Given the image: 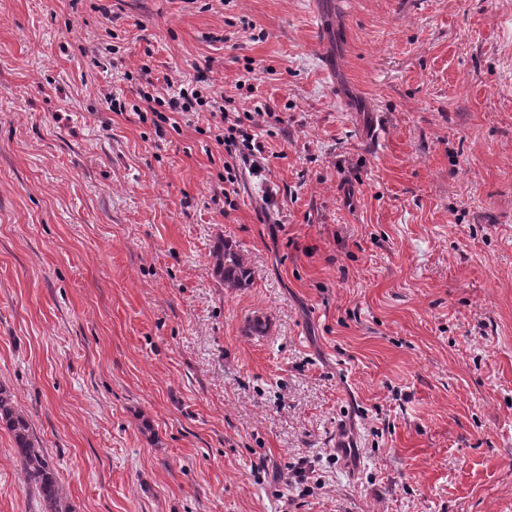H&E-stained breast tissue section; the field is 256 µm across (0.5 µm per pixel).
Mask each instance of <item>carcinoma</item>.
<instances>
[{
	"label": "carcinoma",
	"mask_w": 512,
	"mask_h": 512,
	"mask_svg": "<svg viewBox=\"0 0 512 512\" xmlns=\"http://www.w3.org/2000/svg\"><path fill=\"white\" fill-rule=\"evenodd\" d=\"M214 270L226 284L238 285L252 274L242 257L224 241H218L211 254ZM0 423L11 433L22 463L23 482L39 497L43 512H71L56 480L45 449L40 447L28 418L20 413L13 396L0 386Z\"/></svg>",
	"instance_id": "1"
}]
</instances>
